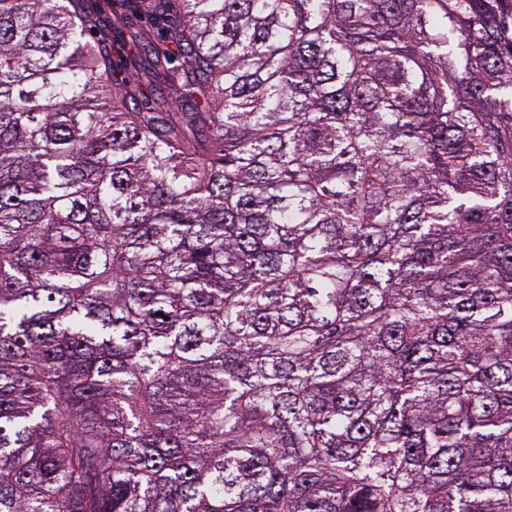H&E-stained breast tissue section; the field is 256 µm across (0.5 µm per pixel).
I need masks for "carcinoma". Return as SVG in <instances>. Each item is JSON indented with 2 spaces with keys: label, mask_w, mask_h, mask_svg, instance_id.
I'll list each match as a JSON object with an SVG mask.
<instances>
[{
  "label": "carcinoma",
  "mask_w": 512,
  "mask_h": 512,
  "mask_svg": "<svg viewBox=\"0 0 512 512\" xmlns=\"http://www.w3.org/2000/svg\"><path fill=\"white\" fill-rule=\"evenodd\" d=\"M106 5L0 0V512H512V0Z\"/></svg>",
  "instance_id": "cac0c4a2"
}]
</instances>
